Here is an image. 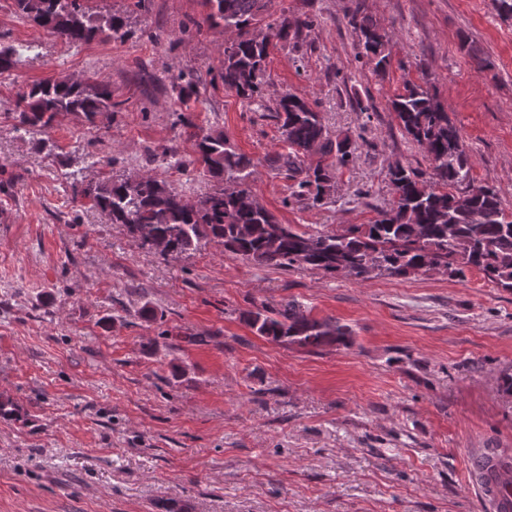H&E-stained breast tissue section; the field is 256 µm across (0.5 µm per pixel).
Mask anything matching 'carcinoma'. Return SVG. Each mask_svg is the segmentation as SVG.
<instances>
[{
	"instance_id": "cac0c4a2",
	"label": "carcinoma",
	"mask_w": 512,
	"mask_h": 512,
	"mask_svg": "<svg viewBox=\"0 0 512 512\" xmlns=\"http://www.w3.org/2000/svg\"><path fill=\"white\" fill-rule=\"evenodd\" d=\"M18 13L72 46L97 37L124 39V18L93 11L90 0H14ZM268 0H203L207 14L196 27H233L235 42L224 48L219 78L224 88L251 102L263 95V74L270 39L298 37L309 21L282 17L267 25L269 33L249 30L262 21ZM362 54L377 71L386 70L390 35L364 13H354ZM32 46L0 45V74L23 61ZM122 103L112 101L108 84L64 79L36 83L16 104V129L45 133L61 116L82 115L92 122ZM392 110L402 131L422 147L432 162V178L444 186L433 187L423 174L398 163L390 169L393 190L390 207L371 224L351 225L339 232L309 234L280 223L263 206L246 201L251 160L237 153L221 131L197 137L191 164L216 179L220 186L195 200L173 191L164 180L142 174L79 188L70 175L73 195L92 197L112 223L132 230L143 225L164 245L160 255L178 256L203 239L260 266L290 268L305 265L329 273L368 279L376 271L391 277L442 270L463 274L472 267L505 289L512 290V211L497 191L470 185L471 162L459 130L436 97L419 85H408L392 100ZM288 152L275 169L293 181L289 198L315 206L336 192L335 171L347 165L357 149L349 135L331 137L320 112L308 99L286 92L277 102ZM317 146L318 160L305 164L310 148ZM254 333L274 342L319 348L347 346L353 331L332 320L308 318L288 303L279 309L263 305L246 314Z\"/></svg>"
}]
</instances>
